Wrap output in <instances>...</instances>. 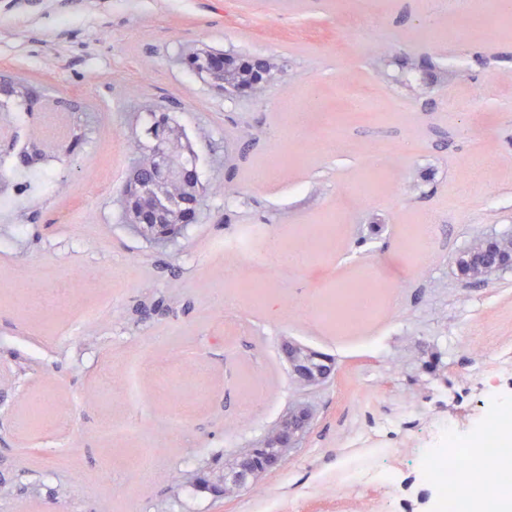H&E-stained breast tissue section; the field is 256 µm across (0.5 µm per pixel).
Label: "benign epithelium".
Masks as SVG:
<instances>
[{
    "label": "benign epithelium",
    "mask_w": 512,
    "mask_h": 512,
    "mask_svg": "<svg viewBox=\"0 0 512 512\" xmlns=\"http://www.w3.org/2000/svg\"><path fill=\"white\" fill-rule=\"evenodd\" d=\"M182 64L204 75L218 90L222 83L215 77L228 69V56L222 52L195 49L189 51ZM0 95L4 97L23 96L30 110L38 112L42 109V96L31 92L21 93L16 80L1 79ZM148 135L153 143V151L148 164L137 161L121 188L125 222L134 224L143 232L158 240H167L174 236L183 224H194L201 214V198L205 195L204 184L201 183L197 170L196 154L182 131L170 121L164 113H155L149 127ZM149 167V174L154 183L164 190L174 192V197L167 210L155 206L152 200L145 197L140 189V174L144 167ZM494 253L504 258L507 263L499 260L484 264L489 268L512 266V244L499 242L495 239L483 241L481 256ZM283 354L289 365L292 380L299 386L312 387L323 383L331 374L332 362L325 356L303 349L297 345L284 344ZM318 360L326 364L325 371L314 368L311 361ZM311 422L308 408L299 406L291 409L281 423L267 435L269 445L278 449L274 456H260L256 449H250L241 456L240 464L244 476L235 473L221 474L207 480V489L215 498L234 496L257 478L269 470L281 465L292 448L296 447L303 436L304 428Z\"/></svg>",
    "instance_id": "benign-epithelium-1"
}]
</instances>
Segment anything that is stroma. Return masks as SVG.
Instances as JSON below:
<instances>
[{
  "instance_id": "1",
  "label": "stroma",
  "mask_w": 512,
  "mask_h": 512,
  "mask_svg": "<svg viewBox=\"0 0 512 512\" xmlns=\"http://www.w3.org/2000/svg\"><path fill=\"white\" fill-rule=\"evenodd\" d=\"M355 18L362 31L341 37ZM187 47L267 60L272 78L258 96L217 92L179 63ZM0 69L83 106L65 118L80 126V146L46 155L47 179L8 187L13 203L0 208L10 244L0 252V512H433L423 457L436 426L470 440L494 408L512 407V369L471 372L473 341L512 342V270L467 284L453 265L479 236L512 235V22L489 41L429 0H16L0 7ZM478 85L490 90L480 101ZM351 89L377 110H351ZM150 110L185 129L205 186L233 190L209 196L201 220L167 243L120 221ZM291 111L302 112L305 139L340 129L345 153L280 156ZM244 128L255 136L247 147ZM370 145L383 153L367 158ZM476 152L496 166L463 205ZM433 211L440 222L411 262L404 233ZM329 213L338 223L324 255L290 270L284 287L251 271L266 298L249 328L225 324L236 257L215 241L246 233L254 249L276 238L300 251L297 228ZM372 273L399 307L337 337L316 300ZM34 283L59 289V303H25ZM91 308L96 317L78 322ZM287 341L332 358L331 378L293 383ZM182 349L194 356L174 378L193 389L176 430L155 369ZM133 352L150 365L137 406L119 395ZM250 378L262 383L255 400ZM299 403L313 420L283 465L226 499L200 486ZM107 423L124 433L104 435ZM154 448L160 457L142 471ZM358 468H390L395 480L351 483Z\"/></svg>"
}]
</instances>
